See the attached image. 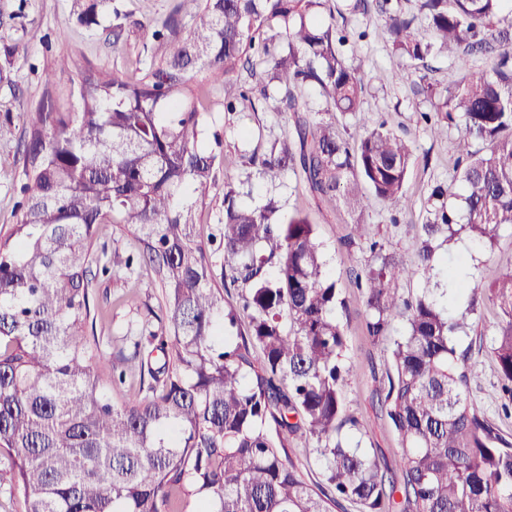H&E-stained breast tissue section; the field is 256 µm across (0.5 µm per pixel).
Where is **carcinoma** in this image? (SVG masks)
<instances>
[{"instance_id": "obj_1", "label": "carcinoma", "mask_w": 512, "mask_h": 512, "mask_svg": "<svg viewBox=\"0 0 512 512\" xmlns=\"http://www.w3.org/2000/svg\"><path fill=\"white\" fill-rule=\"evenodd\" d=\"M326 0H181L161 22L141 24L165 44L133 77L62 56L76 74L77 108L62 105L53 75L29 116L23 215L0 238V481L27 512H512V435L470 399L477 377L454 336L479 305L498 310L491 339L502 410L512 411V270L453 312L448 293L413 298L398 284L434 269V257L466 236L491 248L512 227V0H420L425 25L401 7L384 9L394 54L419 70L443 53L490 69L463 86L428 84L420 114L435 138L459 130L465 154L423 225L418 263L408 266L354 224L347 244L369 243L372 263L354 272L367 334L388 343L376 393L400 445L397 468L361 447L345 404L347 328L342 288L327 271L309 214L281 213L224 190V217L207 240L195 212L216 184L200 89L230 78L255 55L267 69L259 99L289 112L293 132L251 156L264 178L297 173L332 209L362 211L366 195L398 213L414 153L382 121L348 136L336 114L361 110L365 84L346 62L350 42ZM195 26L179 36L178 17ZM76 22L100 25L97 0ZM284 29V41L266 33ZM323 97L316 109L305 91ZM130 231L132 250H110ZM222 259L216 283L212 255ZM150 272L161 291L157 330L142 326L163 363L141 356L139 382L125 359L91 336V284L99 276ZM233 285L237 309L224 306ZM401 314L405 332L392 334ZM261 359L253 355L255 349ZM120 392V399L112 391ZM303 431L327 487H312L288 456Z\"/></svg>"}]
</instances>
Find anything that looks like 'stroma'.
<instances>
[{
    "label": "stroma",
    "mask_w": 512,
    "mask_h": 512,
    "mask_svg": "<svg viewBox=\"0 0 512 512\" xmlns=\"http://www.w3.org/2000/svg\"><path fill=\"white\" fill-rule=\"evenodd\" d=\"M176 3L177 0H107L101 26L89 29L76 21L75 0H0V72L13 81L9 87L0 84L1 237L9 235L21 219L26 119L40 101L46 74L55 73L61 92H69L74 76L58 72L56 62L63 55H77L118 74L131 75L148 53L162 51L161 45L148 44L141 22L166 18ZM117 12L125 17V32L116 43L112 40V16ZM346 26L348 30L365 34L348 61L364 74L366 90L361 112L337 116L336 125L352 132L384 119L412 141L415 153L406 179L408 208L394 215L372 199L360 215L354 216L342 208L319 207L295 173H287L274 182L263 179L248 159L255 153L263 154L274 140L283 138L291 130L292 121L272 101L255 110L249 102L240 101L235 111L225 110L227 87H250L256 83L255 77L244 70L233 75L229 82L210 85L203 99L210 132L205 144L216 150L218 185L199 208L198 222L205 235L219 223L224 213L223 185L227 182L240 191L244 204L260 206L272 198L283 210L301 209L310 214L317 226L328 271L342 286L348 305L343 316L348 327L344 363L350 370L345 389L347 409L360 422L363 447L374 449L379 458L392 463L399 455V441L374 394V378L384 373L388 354L384 343L367 335L361 294L349 282L350 269L369 264L371 254L365 244L346 245L345 238L354 222L367 224L375 238L382 240L390 251L406 264H415L431 189L453 178L463 142L455 130L445 139L433 140L421 121V113L431 109L430 101L420 90L417 73L394 55L384 34L377 0H368L365 12L348 17ZM13 45L19 46V54L6 58L4 47ZM448 261L462 265L473 280L489 284L512 268V232L503 231L490 249L478 248L468 239H461L453 245ZM136 284L133 290L136 297L131 303L122 300L130 291L124 279L115 277L93 284L94 334L102 350L120 348L125 354H132L133 344L125 339L127 332L139 330L159 312L160 290L150 276L140 273ZM495 321L494 312L485 310L478 325L459 336L458 341L469 348L470 363L478 373L472 383V400L505 433L512 435V415L501 411L502 392L488 344Z\"/></svg>",
    "instance_id": "35a3bbf8"
}]
</instances>
